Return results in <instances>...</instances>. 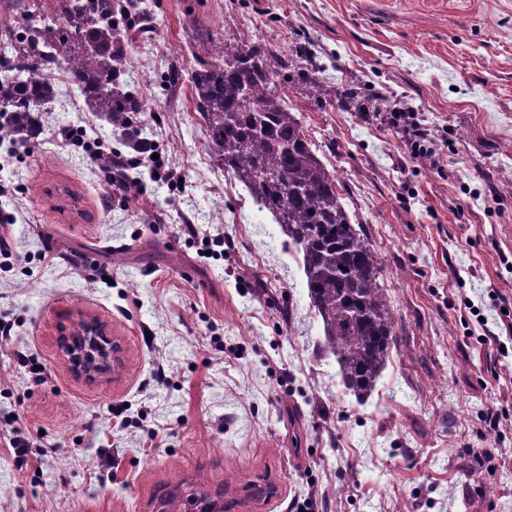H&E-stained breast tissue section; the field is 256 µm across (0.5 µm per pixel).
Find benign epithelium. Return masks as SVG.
Returning a JSON list of instances; mask_svg holds the SVG:
<instances>
[{"mask_svg": "<svg viewBox=\"0 0 512 512\" xmlns=\"http://www.w3.org/2000/svg\"><path fill=\"white\" fill-rule=\"evenodd\" d=\"M62 351L70 371L78 378L94 380L112 375L120 365L113 357L112 340L93 318L79 319Z\"/></svg>", "mask_w": 512, "mask_h": 512, "instance_id": "7a95c632", "label": "benign epithelium"}]
</instances>
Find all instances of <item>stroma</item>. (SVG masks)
<instances>
[{"label":"stroma","mask_w":512,"mask_h":512,"mask_svg":"<svg viewBox=\"0 0 512 512\" xmlns=\"http://www.w3.org/2000/svg\"><path fill=\"white\" fill-rule=\"evenodd\" d=\"M186 5L141 0L150 24L132 32L120 77L184 188L141 166L128 172L139 198L113 194L66 139L80 127L96 143L101 121L65 81L39 135L0 142V182L18 187L0 197L17 217L0 223L13 252L0 257V313L18 322L0 340V419L43 431L48 450L17 456L0 430V512H170L172 498L180 512H296L310 497L316 512H512V425L482 421L491 407L512 418V335L486 337L512 311V0ZM198 25L307 54L336 86L330 102L299 80L275 91L383 268L396 343L365 399L320 352L300 255L207 148L191 98ZM173 67L183 80L169 87ZM353 89L415 113L435 154L413 156L348 107ZM207 235L224 236V253ZM82 316L122 347L112 379L75 380L62 357Z\"/></svg>","instance_id":"stroma-1"}]
</instances>
